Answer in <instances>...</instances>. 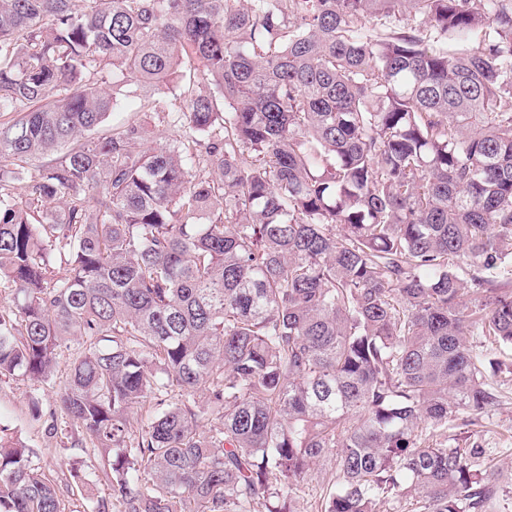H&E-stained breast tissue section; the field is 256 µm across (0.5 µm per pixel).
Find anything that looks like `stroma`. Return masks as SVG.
Listing matches in <instances>:
<instances>
[{"label": "stroma", "instance_id": "obj_1", "mask_svg": "<svg viewBox=\"0 0 512 512\" xmlns=\"http://www.w3.org/2000/svg\"><path fill=\"white\" fill-rule=\"evenodd\" d=\"M73 350L57 358L52 382L37 384L22 377H0V436L18 439L33 448L46 474L60 476L77 471L82 476L100 473V456L83 451L76 443L82 431L61 411L60 394L68 379ZM502 402L491 414L471 417L468 424L448 425V443L460 448L481 447L485 461L499 476L498 491L488 512H512V376L497 379ZM40 414H33V406ZM56 435H49L50 424ZM334 476V466L323 462L307 477L295 496L297 512H322L323 499Z\"/></svg>", "mask_w": 512, "mask_h": 512}]
</instances>
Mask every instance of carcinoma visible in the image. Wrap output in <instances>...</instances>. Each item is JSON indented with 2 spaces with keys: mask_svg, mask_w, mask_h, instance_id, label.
<instances>
[{
  "mask_svg": "<svg viewBox=\"0 0 512 512\" xmlns=\"http://www.w3.org/2000/svg\"><path fill=\"white\" fill-rule=\"evenodd\" d=\"M0 113V375L86 344L120 512H296L328 455L324 512H486L445 432L512 348V0H0ZM34 458L0 437V512H65ZM126 118L141 120L148 130L149 144L155 146L156 144H165L168 138L173 135V130L166 122L159 121L155 114H148L145 116L142 112H135L130 110L128 112L116 113L113 116L114 120H121Z\"/></svg>",
  "mask_w": 512,
  "mask_h": 512,
  "instance_id": "obj_1",
  "label": "carcinoma"
}]
</instances>
